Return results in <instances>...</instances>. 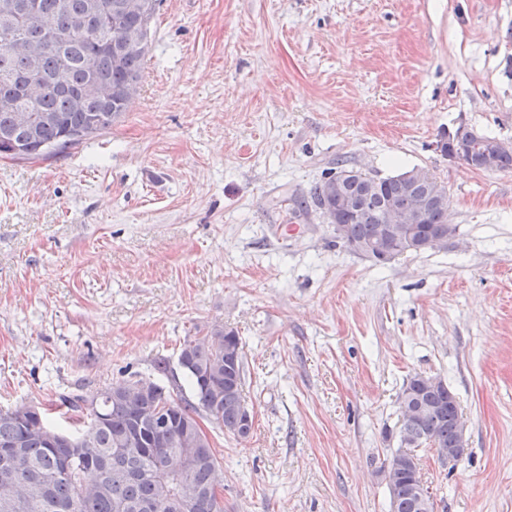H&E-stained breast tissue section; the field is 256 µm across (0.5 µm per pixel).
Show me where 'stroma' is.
Returning <instances> with one entry per match:
<instances>
[{
  "label": "stroma",
  "mask_w": 512,
  "mask_h": 512,
  "mask_svg": "<svg viewBox=\"0 0 512 512\" xmlns=\"http://www.w3.org/2000/svg\"><path fill=\"white\" fill-rule=\"evenodd\" d=\"M462 124L512 144V0H161L109 130L0 158V409L175 365L221 324L254 417L203 425L224 512H390L418 373L466 423L456 465L417 450L434 512H512V170L442 155ZM340 161L426 168L455 237L350 251L295 206Z\"/></svg>",
  "instance_id": "35a3bbf8"
}]
</instances>
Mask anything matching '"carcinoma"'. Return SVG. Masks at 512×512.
<instances>
[{
  "label": "carcinoma",
  "instance_id": "1",
  "mask_svg": "<svg viewBox=\"0 0 512 512\" xmlns=\"http://www.w3.org/2000/svg\"><path fill=\"white\" fill-rule=\"evenodd\" d=\"M102 3L94 33L81 29ZM160 0H0V157L44 158L79 144L71 132L92 122L97 131L112 127L136 94ZM43 48L37 70L29 68V49ZM106 83L121 92L110 101L91 88ZM82 98L81 107L75 99ZM481 135L472 141V158L492 157L497 171L512 169V147ZM347 201L338 214L341 241L377 244L390 227L392 211L422 210L420 235L456 233L448 223L447 187L428 170L412 168L387 177L337 163L299 203L325 211L336 195ZM192 398L159 380L168 376L161 359L153 371L105 386L98 405L86 407L84 395H62L60 406L75 431L53 428L45 412L21 416L0 411V503L14 512H141L144 504L169 512L176 498L186 512H224L210 441L200 442L197 417L205 416L235 437H247L243 397L244 354L238 332L220 325L197 327L178 355ZM408 410L402 420V449L389 461L391 512H419L411 484L419 469H403L399 459L422 444L453 448L458 438L459 404L446 385L434 387L422 375L410 377L399 395Z\"/></svg>",
  "mask_w": 512,
  "mask_h": 512
}]
</instances>
